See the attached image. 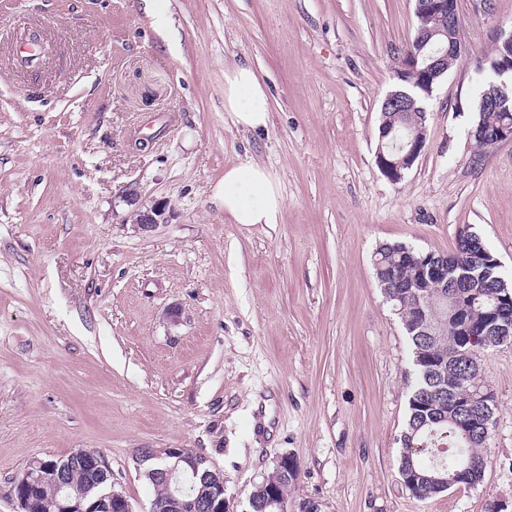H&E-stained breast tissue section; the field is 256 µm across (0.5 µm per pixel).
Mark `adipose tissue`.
<instances>
[{"mask_svg":"<svg viewBox=\"0 0 512 512\" xmlns=\"http://www.w3.org/2000/svg\"><path fill=\"white\" fill-rule=\"evenodd\" d=\"M224 109L243 128L260 131L267 127L268 96L252 67L236 65L225 70ZM221 199L225 213L237 224L278 223L283 207L275 177L253 161L225 169Z\"/></svg>","mask_w":512,"mask_h":512,"instance_id":"adipose-tissue-1","label":"adipose tissue"}]
</instances>
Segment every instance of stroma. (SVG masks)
<instances>
[{
    "instance_id": "stroma-1",
    "label": "stroma",
    "mask_w": 512,
    "mask_h": 512,
    "mask_svg": "<svg viewBox=\"0 0 512 512\" xmlns=\"http://www.w3.org/2000/svg\"><path fill=\"white\" fill-rule=\"evenodd\" d=\"M165 6L176 48L148 0H0V512L31 459L81 448L136 512L145 448L205 456L233 512L285 454L290 512H512V344L480 357L496 394L482 482L415 497L398 470L411 349L374 271L381 244L449 253L466 226L512 281V142L471 135L474 59L512 30V0H457L467 54L397 183L377 129L414 0ZM237 63L268 87L263 132L224 110ZM250 159L279 182L278 223L224 212V170ZM157 201L168 223H127Z\"/></svg>"
}]
</instances>
